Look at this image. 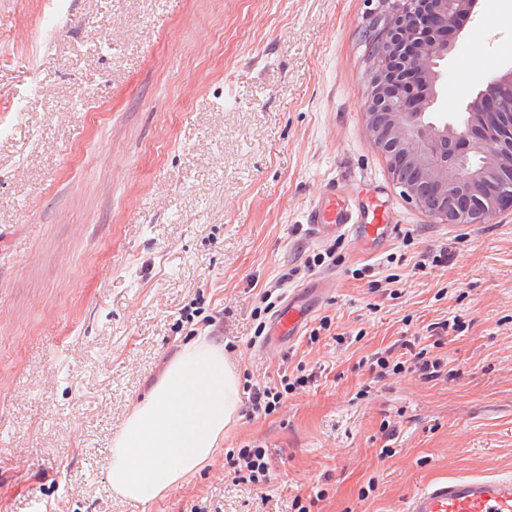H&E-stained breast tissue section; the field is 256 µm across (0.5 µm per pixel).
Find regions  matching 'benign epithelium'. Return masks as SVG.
I'll return each mask as SVG.
<instances>
[{
  "label": "benign epithelium",
  "mask_w": 512,
  "mask_h": 512,
  "mask_svg": "<svg viewBox=\"0 0 512 512\" xmlns=\"http://www.w3.org/2000/svg\"><path fill=\"white\" fill-rule=\"evenodd\" d=\"M362 108L365 132L393 183L435 224L487 223L512 207V69L490 75L457 125L436 124L440 61L476 0H378Z\"/></svg>",
  "instance_id": "1"
}]
</instances>
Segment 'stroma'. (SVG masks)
<instances>
[{
	"label": "stroma",
	"mask_w": 512,
	"mask_h": 512,
	"mask_svg": "<svg viewBox=\"0 0 512 512\" xmlns=\"http://www.w3.org/2000/svg\"><path fill=\"white\" fill-rule=\"evenodd\" d=\"M372 8L0 0V512H295L315 489L311 512H403L435 478L512 472V211L436 224L394 185L362 120ZM508 67L512 14L478 0L431 121L460 120ZM329 189L384 208L396 234L374 254L341 239L336 263L308 272L329 243L307 216ZM294 267L280 297L335 282L309 322L319 339L261 349L252 310ZM454 316L460 331L432 336ZM202 332L240 379L299 364L314 379L273 414L240 404L188 482L123 501L112 438ZM411 336L447 378H374L364 358ZM246 443L267 450L264 486L226 458Z\"/></svg>",
	"instance_id": "35a3bbf8"
}]
</instances>
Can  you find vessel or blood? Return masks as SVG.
I'll return each mask as SVG.
<instances>
[{"instance_id": "1", "label": "vessel or blood", "mask_w": 512, "mask_h": 512, "mask_svg": "<svg viewBox=\"0 0 512 512\" xmlns=\"http://www.w3.org/2000/svg\"><path fill=\"white\" fill-rule=\"evenodd\" d=\"M314 237L348 236L354 249L368 251L387 241L395 227L372 218L360 221L357 212L329 193L309 214ZM312 313L310 306L294 301L274 316L266 342L281 345L298 336ZM404 512H512V474L453 475L431 481L407 500Z\"/></svg>"}]
</instances>
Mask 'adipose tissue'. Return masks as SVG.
Returning <instances> with one entry per match:
<instances>
[{"mask_svg":"<svg viewBox=\"0 0 512 512\" xmlns=\"http://www.w3.org/2000/svg\"><path fill=\"white\" fill-rule=\"evenodd\" d=\"M239 405L223 343L186 341L112 441L107 480L115 496L145 504L187 482L214 459Z\"/></svg>","mask_w":512,"mask_h":512,"instance_id":"adipose-tissue-1","label":"adipose tissue"}]
</instances>
